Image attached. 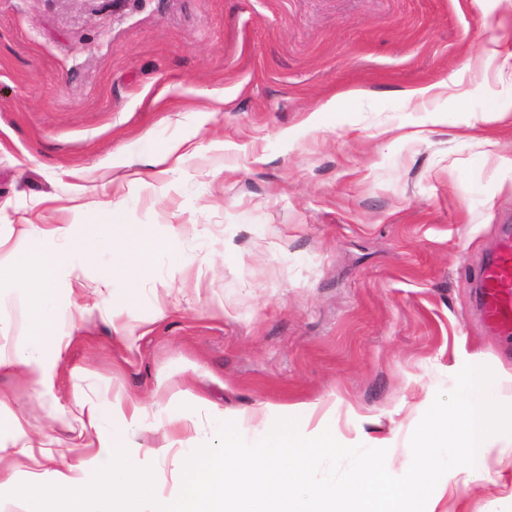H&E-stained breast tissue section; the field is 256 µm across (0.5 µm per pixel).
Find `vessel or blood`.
<instances>
[{
	"label": "vessel or blood",
	"instance_id": "b4317fda",
	"mask_svg": "<svg viewBox=\"0 0 512 512\" xmlns=\"http://www.w3.org/2000/svg\"><path fill=\"white\" fill-rule=\"evenodd\" d=\"M477 309L483 322L512 343V226L504 225L478 272Z\"/></svg>",
	"mask_w": 512,
	"mask_h": 512
}]
</instances>
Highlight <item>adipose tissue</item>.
<instances>
[{"label":"adipose tissue","instance_id":"adipose-tissue-1","mask_svg":"<svg viewBox=\"0 0 512 512\" xmlns=\"http://www.w3.org/2000/svg\"><path fill=\"white\" fill-rule=\"evenodd\" d=\"M82 212L86 229L80 233L67 224L49 230L20 224L0 234V288L32 289L40 295L31 315L33 335L11 356L0 355V368L26 367L40 386L52 383L44 356L62 351L54 334L60 309H67L75 327L93 312L107 314L116 304L135 302L139 297L135 270L147 262L154 245L147 225L115 222L105 208L86 205ZM35 237L59 240L60 246L28 255L16 252L13 239ZM118 240L125 250L109 268L107 296L92 306L81 303L84 284L77 279L66 303L58 304L51 292L53 275L69 267L76 256L113 251ZM36 268L41 271L37 277L32 274ZM75 405L81 434L97 453L89 461H63L52 484L36 477L21 487L27 512H434L432 481L441 474L443 459L451 456L463 464L482 457L502 433L512 430V416L489 402L466 400L452 411L434 407L407 480L392 481L385 468L369 458L357 465L344 489L330 484L310 487L308 472L322 449L335 447L336 437L320 429L297 428L301 410L296 407L279 421L275 443L254 454H238L230 437L223 448L179 454L176 465L185 481L184 492L165 498L157 489L155 456L126 448L122 432L102 437L106 414L99 405L81 399Z\"/></svg>","mask_w":512,"mask_h":512}]
</instances>
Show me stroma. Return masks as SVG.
Here are the masks:
<instances>
[{
  "instance_id": "obj_1",
  "label": "stroma",
  "mask_w": 512,
  "mask_h": 512,
  "mask_svg": "<svg viewBox=\"0 0 512 512\" xmlns=\"http://www.w3.org/2000/svg\"><path fill=\"white\" fill-rule=\"evenodd\" d=\"M489 49L512 53V0H0V230L78 224L90 204L159 242L138 301L64 338L52 388L0 371V444L46 450L0 468L23 484L62 449L93 456L78 391L144 405L140 449L218 448L228 430L246 451L256 409L313 403L312 425L354 445L308 484L344 488L364 455L404 480L472 356L512 370L476 309L474 270L512 225V81ZM443 81L458 100L405 98ZM492 108L508 120L484 123ZM172 145L180 162L154 165ZM111 261L74 258L58 298L75 274L86 302L106 296ZM35 303L0 290V353L27 342ZM180 391L197 404L174 435ZM506 467L512 447L449 466L436 512H512Z\"/></svg>"
}]
</instances>
